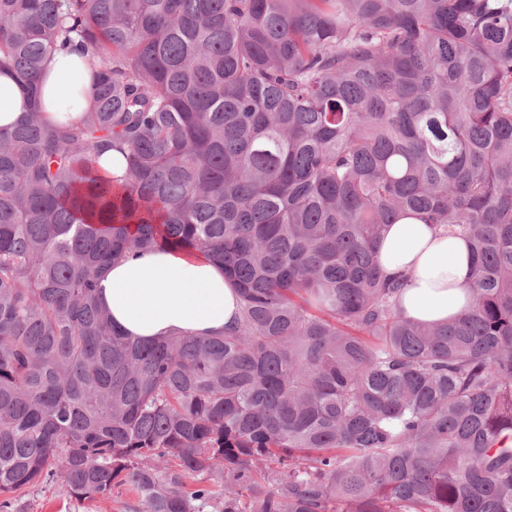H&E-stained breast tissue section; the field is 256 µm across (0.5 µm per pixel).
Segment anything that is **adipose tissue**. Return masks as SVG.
<instances>
[{
  "label": "adipose tissue",
  "mask_w": 512,
  "mask_h": 512,
  "mask_svg": "<svg viewBox=\"0 0 512 512\" xmlns=\"http://www.w3.org/2000/svg\"><path fill=\"white\" fill-rule=\"evenodd\" d=\"M92 87L86 54L59 48L43 63L35 103L47 124L74 122L92 107ZM31 103L15 76L1 69L0 128L14 124ZM377 260L387 275L408 276L398 299L408 318L445 322L473 303L474 256L464 236L404 218L387 228ZM97 297L118 330L145 340L219 333L239 318L237 290L223 265L200 254L153 250L119 260L98 278Z\"/></svg>",
  "instance_id": "adipose-tissue-1"
}]
</instances>
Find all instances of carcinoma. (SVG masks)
Masks as SVG:
<instances>
[{
  "instance_id": "1",
  "label": "carcinoma",
  "mask_w": 512,
  "mask_h": 512,
  "mask_svg": "<svg viewBox=\"0 0 512 512\" xmlns=\"http://www.w3.org/2000/svg\"><path fill=\"white\" fill-rule=\"evenodd\" d=\"M59 46L92 108L0 128V512L57 478L138 512H512V0H0L34 101ZM404 217L472 243L447 323L378 264ZM163 246L224 265L235 327H112L97 276ZM97 167L104 176L112 180H120L125 173L123 155L114 149L97 160Z\"/></svg>"
}]
</instances>
